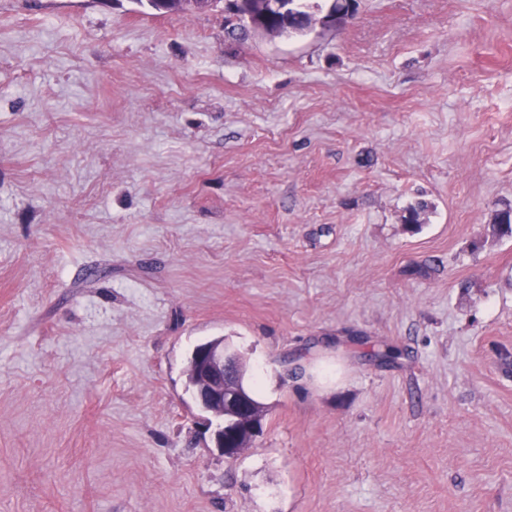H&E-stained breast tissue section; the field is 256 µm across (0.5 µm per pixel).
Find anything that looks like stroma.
<instances>
[{"label":"stroma","instance_id":"35a3bbf8","mask_svg":"<svg viewBox=\"0 0 512 512\" xmlns=\"http://www.w3.org/2000/svg\"><path fill=\"white\" fill-rule=\"evenodd\" d=\"M225 18L0 0V512H512V0ZM311 0H291V4L293 5V8L289 11L288 16L283 15L281 13H271L266 17V21L271 26H278V27H285L286 24L294 28L295 32H301L304 31L302 27H298L295 24H293L290 20V16L293 14L301 15V16H315L313 13L309 12V10H316L317 12H321L323 10V7L318 4H310ZM244 372L237 353L224 347V338L195 345L187 360L195 401L218 422L211 438L226 458L246 451L264 431V413L240 389Z\"/></svg>","mask_w":512,"mask_h":512}]
</instances>
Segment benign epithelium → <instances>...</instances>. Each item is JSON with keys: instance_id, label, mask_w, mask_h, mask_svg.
I'll return each instance as SVG.
<instances>
[{"instance_id": "1", "label": "benign epithelium", "mask_w": 512, "mask_h": 512, "mask_svg": "<svg viewBox=\"0 0 512 512\" xmlns=\"http://www.w3.org/2000/svg\"><path fill=\"white\" fill-rule=\"evenodd\" d=\"M244 372L242 360L224 347L222 339L195 345L187 360L186 376L195 401L217 421L211 438L226 458L246 451L264 431V413L240 389Z\"/></svg>"}]
</instances>
